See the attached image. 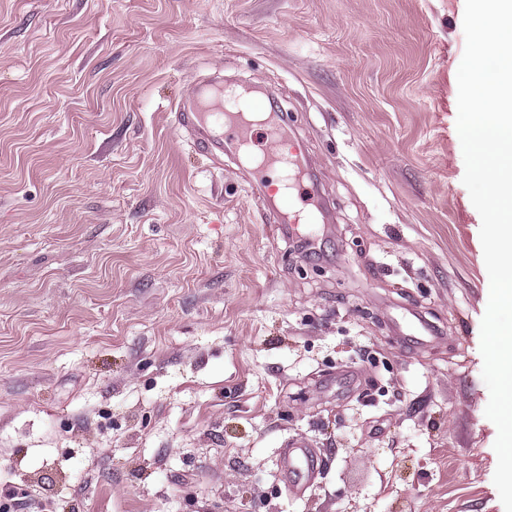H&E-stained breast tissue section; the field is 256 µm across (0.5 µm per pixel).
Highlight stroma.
<instances>
[{
	"instance_id": "obj_1",
	"label": "stroma",
	"mask_w": 512,
	"mask_h": 512,
	"mask_svg": "<svg viewBox=\"0 0 512 512\" xmlns=\"http://www.w3.org/2000/svg\"><path fill=\"white\" fill-rule=\"evenodd\" d=\"M465 0H0V501L15 512H504L489 276L456 127ZM288 113L304 258L173 107ZM419 313L429 344L398 335ZM324 465L298 494L286 443Z\"/></svg>"
}]
</instances>
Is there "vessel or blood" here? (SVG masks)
<instances>
[{"label": "vessel or blood", "instance_id": "obj_1", "mask_svg": "<svg viewBox=\"0 0 512 512\" xmlns=\"http://www.w3.org/2000/svg\"><path fill=\"white\" fill-rule=\"evenodd\" d=\"M174 117L195 151L218 164L251 151L257 146V134H265V144L257 146L261 152L248 174L270 219L289 225L324 223L319 194L305 183L309 167L305 148L289 136L286 119L275 112L270 97L245 95L220 79L203 80L175 104ZM318 462L316 449L297 444L283 455L284 473L302 491L315 479Z\"/></svg>", "mask_w": 512, "mask_h": 512}]
</instances>
